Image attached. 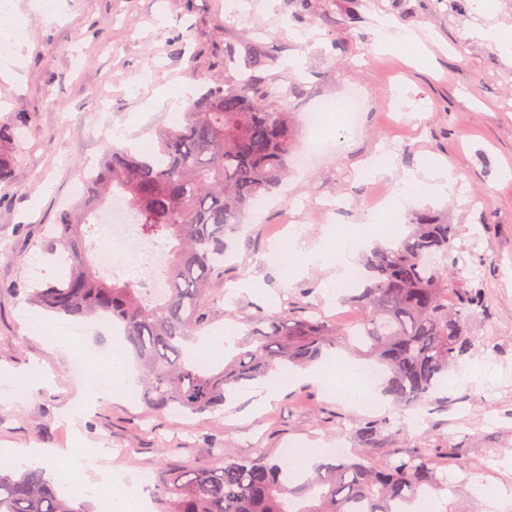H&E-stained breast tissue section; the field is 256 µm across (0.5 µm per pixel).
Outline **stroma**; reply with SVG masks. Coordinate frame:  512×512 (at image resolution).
<instances>
[{
    "label": "stroma",
    "instance_id": "obj_1",
    "mask_svg": "<svg viewBox=\"0 0 512 512\" xmlns=\"http://www.w3.org/2000/svg\"><path fill=\"white\" fill-rule=\"evenodd\" d=\"M14 3L26 44L15 67L0 75V122L28 112L34 127L0 183V467L15 471L11 449L29 446L108 448L113 471L122 475L162 461H204L221 445L241 458L276 459L290 443L322 448L340 438L348 453L382 461L394 449L425 443L435 450L442 512L462 506L488 512L478 486L512 485V55L477 31L512 27V0H490L484 13L470 0L458 11L447 0H312L318 15L312 24L295 21L296 0H57L51 18L37 0ZM379 15L428 31L426 55L410 46L377 51ZM186 26L194 33L188 51L179 40ZM259 35L280 55L270 77L289 93L298 148L309 142L303 123L311 108L336 102L352 87L362 91L365 107L350 135L339 130L340 113H331L309 164L294 168L283 192L231 237L224 271L211 283L210 335H223L231 324L245 336L259 310L286 305L334 318L333 269L311 266L292 276L268 260L285 214L293 213L305 247L326 245V225L304 217L301 204L330 200L345 209L342 224H357L367 210L361 169L369 156L383 154L399 173L439 159L485 204L473 210L455 194L429 199L383 216L371 236L373 244H392L388 224H410L421 209L462 227L457 271L483 299L473 322L478 341L466 363L494 377L443 385L452 405L408 410L383 395L365 406L304 377L271 401L260 394L262 381H252L223 409L186 416L153 413L135 391L86 407L75 403L85 379L69 366L67 319L20 292L69 274L62 252L47 251L42 236L79 193L88 161L101 158V122L122 143L156 146L158 130L173 123L170 106L181 90L194 93L223 80L225 41ZM335 40L344 53L332 51ZM245 281L251 291L241 290ZM30 316L56 335L32 332ZM27 373L37 380L21 399L12 381ZM361 417L414 426L399 437L381 435L367 449L355 432Z\"/></svg>",
    "mask_w": 512,
    "mask_h": 512
}]
</instances>
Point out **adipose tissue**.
<instances>
[{
  "label": "adipose tissue",
  "instance_id": "adipose-tissue-1",
  "mask_svg": "<svg viewBox=\"0 0 512 512\" xmlns=\"http://www.w3.org/2000/svg\"><path fill=\"white\" fill-rule=\"evenodd\" d=\"M454 188L455 179L448 170L427 160L417 168L402 172L390 204L405 209L418 205L425 196L448 197L453 194ZM338 241L340 247L333 254L317 248L304 251L297 245H289L288 252L292 257L289 273H296L305 266H332L336 269L337 279H344L355 254L346 236H339ZM133 374L132 366L120 359L94 364L85 391L97 398L114 399L124 396L133 382ZM11 455L14 460L29 466L49 464L63 468L64 473L58 478L62 490L73 497L93 500L99 512H144L146 501L136 491V474H128L123 480L116 478L107 468L84 463L81 456L69 448H15Z\"/></svg>",
  "mask_w": 512,
  "mask_h": 512
}]
</instances>
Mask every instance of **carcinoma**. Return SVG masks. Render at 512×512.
I'll return each instance as SVG.
<instances>
[{
  "label": "carcinoma",
  "mask_w": 512,
  "mask_h": 512,
  "mask_svg": "<svg viewBox=\"0 0 512 512\" xmlns=\"http://www.w3.org/2000/svg\"><path fill=\"white\" fill-rule=\"evenodd\" d=\"M276 60L262 37L224 43V71L235 78L204 88L177 127L158 133L157 151L136 154L107 145L102 174L85 182L82 207L62 212L45 237L66 252L68 278L28 296L75 320L96 317L121 329L139 365L142 401L154 412H213L236 387L308 365L338 346L385 366L386 393L413 409L474 348L472 321L482 306L477 289L452 275L460 225L426 215L415 218L398 245L363 258L361 286L344 299L361 313L357 327L293 308L261 312L248 341L224 367L203 368L191 353L189 344L208 319L212 279L224 271L226 236L288 174L296 128L287 95L268 77ZM31 122L20 112L0 123V143L21 144ZM116 192L145 235L174 241L166 291L156 302L95 271L82 225ZM429 256L439 259L436 267L426 266ZM355 425L367 448L384 430L397 435L408 429L404 422ZM221 453L219 465L159 463L152 471L157 512H403L402 504L437 483L425 445L380 462L329 456L297 476L291 464L262 453ZM0 512L89 510L62 496L45 471L26 469L18 476L0 472Z\"/></svg>",
  "instance_id": "carcinoma-1"
}]
</instances>
